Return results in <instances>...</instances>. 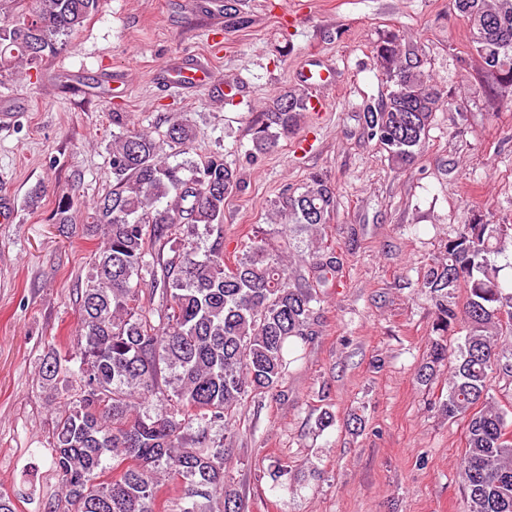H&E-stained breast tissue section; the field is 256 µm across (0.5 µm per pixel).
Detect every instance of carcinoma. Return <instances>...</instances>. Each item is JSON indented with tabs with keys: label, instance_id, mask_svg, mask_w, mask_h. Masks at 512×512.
Returning <instances> with one entry per match:
<instances>
[{
	"label": "carcinoma",
	"instance_id": "1",
	"mask_svg": "<svg viewBox=\"0 0 512 512\" xmlns=\"http://www.w3.org/2000/svg\"><path fill=\"white\" fill-rule=\"evenodd\" d=\"M100 0H0V69L31 65L66 48ZM499 86H512V0H455ZM393 93L363 107L368 133L405 170L421 152L447 99L417 55L392 33L375 47ZM309 110L306 96L281 91L251 128L249 156L275 148ZM195 139L186 120L156 138L136 129L112 136V183L87 206L78 231L97 241L78 291L76 350H49L40 364L56 392L50 440L59 488L71 512H245L226 473L230 424L250 396L275 395L290 364L304 358L320 303L340 262L321 227L336 188L321 173L284 186L270 224L247 237L233 262L224 252V205L242 189L237 167L216 152L198 164L171 163ZM78 205L59 199L60 231H73ZM300 250L289 265L277 240ZM512 250V224H462L429 267L422 287L435 299L438 336L422 383L447 364L441 412L466 421L459 469L466 512H512V411L490 393L493 375L512 377V277L498 258ZM466 290L463 306L455 302ZM464 332L458 349L444 339ZM175 485V493L165 489Z\"/></svg>",
	"mask_w": 512,
	"mask_h": 512
}]
</instances>
